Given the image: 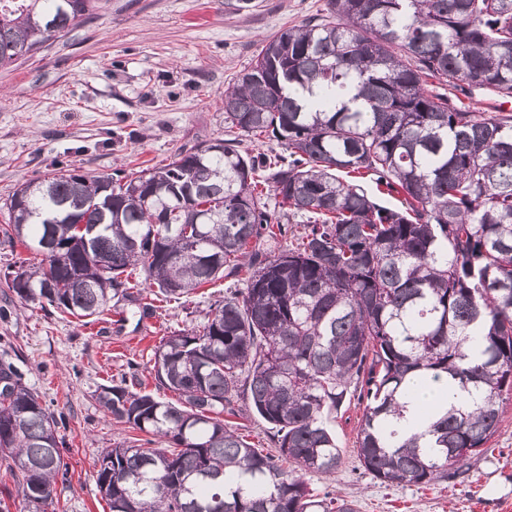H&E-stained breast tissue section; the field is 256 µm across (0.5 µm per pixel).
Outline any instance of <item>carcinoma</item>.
<instances>
[{
	"label": "carcinoma",
	"mask_w": 512,
	"mask_h": 512,
	"mask_svg": "<svg viewBox=\"0 0 512 512\" xmlns=\"http://www.w3.org/2000/svg\"><path fill=\"white\" fill-rule=\"evenodd\" d=\"M102 8L0 0V68ZM470 87L512 99V0H325L224 90L225 128L288 155L215 139L123 177L56 167L9 196L0 246L30 257L4 283L26 304L82 321L143 288L179 303L237 285L154 349L156 387L181 403L101 386L104 410L147 435L95 462L110 512H357L306 481L340 466L332 425L353 396L357 456L386 485L445 481L488 451L512 395V113L451 98ZM347 92L362 107L337 105ZM368 177L401 207L370 198ZM298 214L300 233L283 222ZM414 378L458 397L426 445L395 424ZM241 400L277 453L224 422ZM61 423L1 361L0 469L35 512L68 479Z\"/></svg>",
	"instance_id": "cac0c4a2"
}]
</instances>
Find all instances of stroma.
Returning <instances> with one entry per match:
<instances>
[{
  "label": "stroma",
  "mask_w": 512,
  "mask_h": 512,
  "mask_svg": "<svg viewBox=\"0 0 512 512\" xmlns=\"http://www.w3.org/2000/svg\"><path fill=\"white\" fill-rule=\"evenodd\" d=\"M253 3L230 13L224 0H107L98 18L0 68V225L16 187L55 165L92 175L133 173L225 138V89L266 36L316 14L324 0ZM226 289L218 281L187 306L158 303L148 318L122 301L85 327L0 299V360L12 362L27 386L66 416L69 477L55 486L58 512H110L94 462L140 436L107 416L95 397L100 386L123 375L137 380L138 392H155L154 347L200 321ZM362 414L356 400L338 413L333 429L342 464L333 474L309 476L315 492L357 500L359 512H512V399L489 451L427 486H387L364 471L356 454Z\"/></svg>",
  "instance_id": "1"
}]
</instances>
